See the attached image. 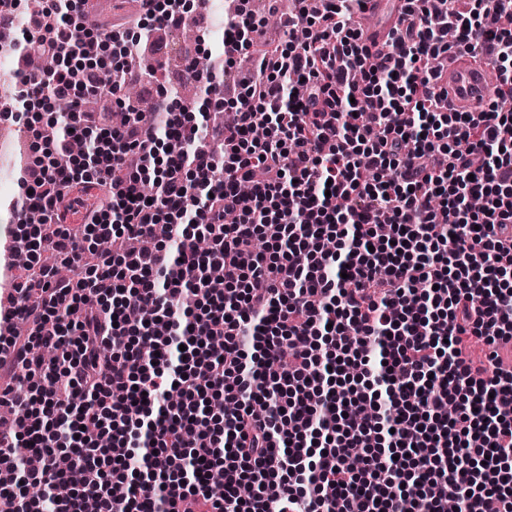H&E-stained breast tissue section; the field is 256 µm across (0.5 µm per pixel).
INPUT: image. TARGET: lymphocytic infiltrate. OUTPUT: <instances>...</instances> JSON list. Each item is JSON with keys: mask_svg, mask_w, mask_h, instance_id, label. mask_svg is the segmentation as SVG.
Listing matches in <instances>:
<instances>
[{"mask_svg": "<svg viewBox=\"0 0 512 512\" xmlns=\"http://www.w3.org/2000/svg\"><path fill=\"white\" fill-rule=\"evenodd\" d=\"M251 0L224 16V57L186 63L224 127L159 89L153 116L86 113L117 94L142 21L184 27L182 0H141L110 30L65 0L0 37L47 65L19 69L0 120L29 161L12 204L53 236L14 231L55 266L0 290L6 512H512V367L475 364L472 339L512 341V0H407L393 53L355 26L364 0H298L281 46L260 43ZM111 66H77L100 39ZM492 65L487 106L459 112L434 59ZM249 55L254 78L225 97ZM71 107L72 128L33 106ZM86 143L103 202L62 209L86 177L58 166ZM183 151L163 156L169 139ZM457 246L448 249V237ZM113 241L109 252L99 243ZM52 348L55 362L40 357ZM180 401L167 403L169 387ZM222 471V485L209 480ZM252 483L241 497L239 488Z\"/></svg>", "mask_w": 512, "mask_h": 512, "instance_id": "1", "label": "lymphocytic infiltrate"}]
</instances>
